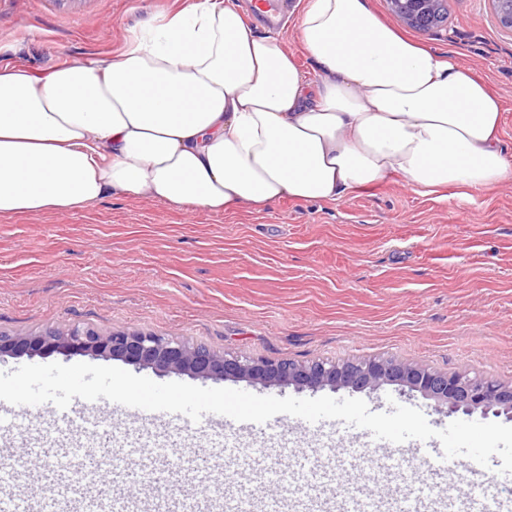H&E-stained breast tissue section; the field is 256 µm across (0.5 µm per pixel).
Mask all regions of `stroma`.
Listing matches in <instances>:
<instances>
[{"mask_svg":"<svg viewBox=\"0 0 512 512\" xmlns=\"http://www.w3.org/2000/svg\"><path fill=\"white\" fill-rule=\"evenodd\" d=\"M192 0H0V69H54L119 53L148 21ZM409 38L454 53L502 101L512 155V34L488 0H452L445 25ZM89 326L178 337L227 354L305 362L384 355L512 380V184L418 194L399 179L328 202L282 200L262 211H186L107 197L77 210L0 219V333ZM324 395L454 417L395 384ZM171 469L224 441L178 425ZM284 476L295 457L362 454L386 465L378 496L443 495L422 457L367 445L362 429L298 430L290 421L239 442Z\"/></svg>","mask_w":512,"mask_h":512,"instance_id":"1","label":"stroma"}]
</instances>
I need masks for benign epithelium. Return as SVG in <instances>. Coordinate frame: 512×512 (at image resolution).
Here are the masks:
<instances>
[{
    "label": "benign epithelium",
    "instance_id": "benign-epithelium-1",
    "mask_svg": "<svg viewBox=\"0 0 512 512\" xmlns=\"http://www.w3.org/2000/svg\"><path fill=\"white\" fill-rule=\"evenodd\" d=\"M452 0H386L388 10L407 27L432 28L438 12L448 14ZM499 26L512 34V0H489ZM16 356L59 353L120 359L158 373L184 374L195 378L249 380L264 385H293L298 389L324 387L376 389L396 383L441 403L448 412L501 414L512 420V382L423 366L405 359L374 357L361 361L309 362L274 360L216 352L186 340L157 336L139 330L101 333L74 326L26 336L0 334V354Z\"/></svg>",
    "mask_w": 512,
    "mask_h": 512
}]
</instances>
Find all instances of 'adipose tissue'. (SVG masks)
Instances as JSON below:
<instances>
[{"label":"adipose tissue","instance_id":"obj_1","mask_svg":"<svg viewBox=\"0 0 512 512\" xmlns=\"http://www.w3.org/2000/svg\"><path fill=\"white\" fill-rule=\"evenodd\" d=\"M310 81L223 0L47 78L0 71V218L108 196L215 214L326 202L401 177L427 195L512 182L500 98L367 0H308Z\"/></svg>","mask_w":512,"mask_h":512}]
</instances>
